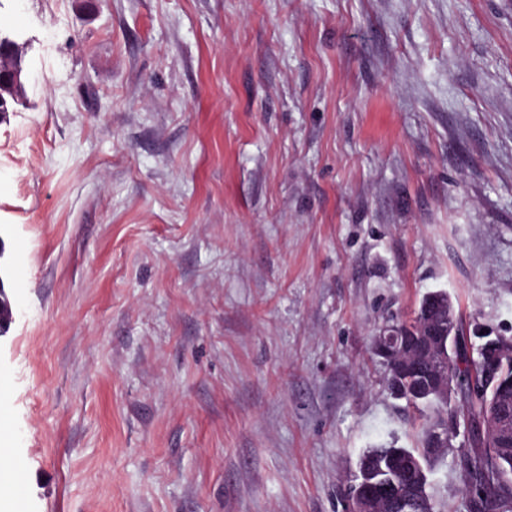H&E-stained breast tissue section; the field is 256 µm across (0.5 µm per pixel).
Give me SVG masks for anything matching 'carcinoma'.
Masks as SVG:
<instances>
[{
  "label": "carcinoma",
  "mask_w": 512,
  "mask_h": 512,
  "mask_svg": "<svg viewBox=\"0 0 512 512\" xmlns=\"http://www.w3.org/2000/svg\"><path fill=\"white\" fill-rule=\"evenodd\" d=\"M429 306L437 317L448 312V294L431 292L420 306ZM502 355L499 375L512 379V342L504 339H489L481 347L479 357L474 359L455 349L442 345V353L448 360V375L455 380L459 392L445 401L434 394H418V379L406 378L398 382L393 392L399 399L416 405L426 403L435 406V418L426 424L420 434V443L426 444L428 437L437 431L448 430V434H463L460 466L466 479V491L471 512H512V443H502L488 430L480 427L490 422L494 414V395L483 381L485 351ZM437 456L427 452H416L410 448H370L360 457L358 471L367 466H380L379 476H392L389 462L401 467L416 468V476L422 484L423 496L413 503L410 512H437L429 495V474Z\"/></svg>",
  "instance_id": "1"
}]
</instances>
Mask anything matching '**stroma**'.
<instances>
[{"instance_id":"stroma-1","label":"stroma","mask_w":512,"mask_h":512,"mask_svg":"<svg viewBox=\"0 0 512 512\" xmlns=\"http://www.w3.org/2000/svg\"><path fill=\"white\" fill-rule=\"evenodd\" d=\"M0 411L30 512H349L372 350L512 340V0H0ZM438 512H468L455 450ZM26 52L27 42L0 33V120L8 112H19L31 105L24 86Z\"/></svg>"}]
</instances>
